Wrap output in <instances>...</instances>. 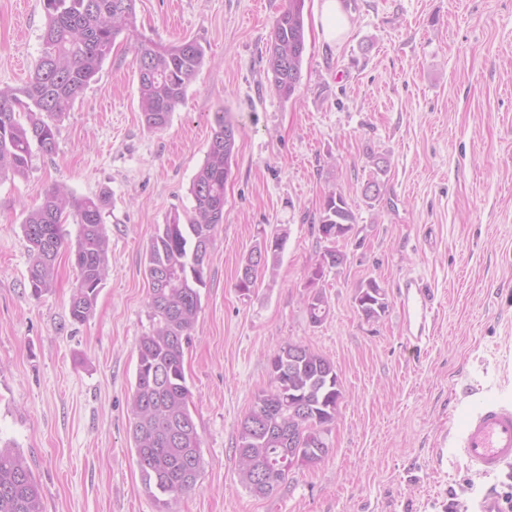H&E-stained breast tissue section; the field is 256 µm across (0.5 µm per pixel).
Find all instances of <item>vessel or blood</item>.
Wrapping results in <instances>:
<instances>
[{"label":"vessel or blood","mask_w":512,"mask_h":512,"mask_svg":"<svg viewBox=\"0 0 512 512\" xmlns=\"http://www.w3.org/2000/svg\"><path fill=\"white\" fill-rule=\"evenodd\" d=\"M407 307L406 340L420 346L429 333L433 305L413 281L404 285ZM453 445L467 467L491 475L512 465V401L490 399L469 413L456 433ZM468 512H507L498 491L491 490L469 502Z\"/></svg>","instance_id":"vessel-or-blood-1"}]
</instances>
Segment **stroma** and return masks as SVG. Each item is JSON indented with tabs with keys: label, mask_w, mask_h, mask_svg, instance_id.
Wrapping results in <instances>:
<instances>
[{
	"label": "stroma",
	"mask_w": 512,
	"mask_h": 512,
	"mask_svg": "<svg viewBox=\"0 0 512 512\" xmlns=\"http://www.w3.org/2000/svg\"><path fill=\"white\" fill-rule=\"evenodd\" d=\"M321 2L305 0L301 79L285 99L265 54L286 0H137L139 35L205 51L168 128L143 125L121 35L59 122L55 154L0 181V445L21 450L45 512H158L129 438L137 344L153 325L146 253L157 225L191 210L221 107L238 126L235 157L184 347L203 464L172 512H464L491 487L512 502V468L475 474L451 446L483 398L512 399V0H343L350 30L334 46ZM45 22L42 0H0V86L28 82ZM376 177L382 195L366 200ZM56 183L79 199L111 194L109 270L83 323L69 314L71 259L40 296L27 279L21 225ZM334 191L357 224L337 243L344 263L317 279ZM272 235L283 238L277 265L241 294L246 256ZM370 280L389 302L376 320L354 300ZM409 280L433 299L418 349L404 339ZM314 288L330 305L316 326ZM288 342L334 362L340 413L323 460L256 497L239 481V425Z\"/></svg>",
	"instance_id": "1"
}]
</instances>
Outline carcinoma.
<instances>
[{
	"instance_id": "obj_1",
	"label": "carcinoma",
	"mask_w": 512,
	"mask_h": 512,
	"mask_svg": "<svg viewBox=\"0 0 512 512\" xmlns=\"http://www.w3.org/2000/svg\"><path fill=\"white\" fill-rule=\"evenodd\" d=\"M305 0H288L277 17L266 50L267 72L275 91L290 98L300 81L306 39ZM47 17L43 49L30 81L22 88L0 86V180L27 175L37 146L55 153L56 123L70 110L99 72L123 32L136 31V0H43ZM194 39L162 44L139 38L134 64L139 109L147 130L162 132L203 65ZM237 125L224 109L214 112L213 135L205 160L190 188L194 205L171 215L152 236L145 274L150 332L140 337L137 368L130 395V440L145 490L159 512H169L175 497L191 491L202 467L201 438L190 411L192 394L184 371V345L198 320L200 287L215 233L224 221V189L231 175ZM109 192L75 198L55 185L32 208L22 232L29 244V284L35 296L53 287L56 264L64 248L61 224L73 217L79 226L69 251L78 271L70 317L83 323L92 315L108 268V237L103 213ZM323 228H353L356 216L340 192L329 194L320 217ZM282 246L265 250L262 261L249 254L242 265L254 288L258 274L276 265ZM355 301L368 319L388 309L386 294L373 280L357 290ZM310 322L329 314L325 295L308 305ZM271 382L259 392L240 423L235 452L241 484L255 497L271 494L288 477V453L311 465L323 445L325 426L335 422L342 399L334 363L310 348L288 342L270 360ZM0 512H44L40 487L22 453L0 447Z\"/></svg>"
}]
</instances>
